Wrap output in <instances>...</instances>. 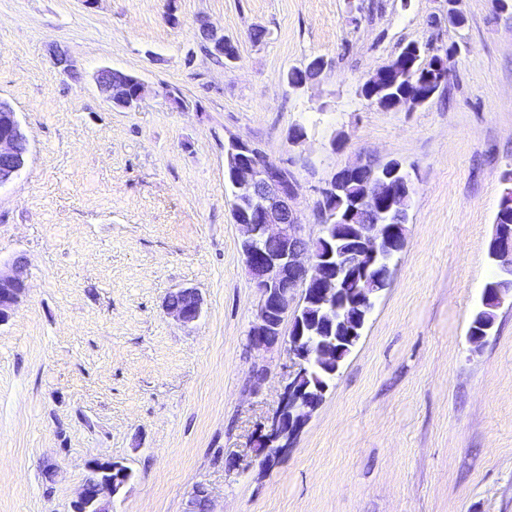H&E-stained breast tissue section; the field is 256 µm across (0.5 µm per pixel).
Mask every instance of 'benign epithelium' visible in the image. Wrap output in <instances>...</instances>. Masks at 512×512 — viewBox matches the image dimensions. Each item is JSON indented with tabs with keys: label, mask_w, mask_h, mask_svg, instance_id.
<instances>
[{
	"label": "benign epithelium",
	"mask_w": 512,
	"mask_h": 512,
	"mask_svg": "<svg viewBox=\"0 0 512 512\" xmlns=\"http://www.w3.org/2000/svg\"><path fill=\"white\" fill-rule=\"evenodd\" d=\"M199 30L208 36L209 53L235 57V46L223 32L204 19L199 20ZM112 73L110 67L98 70L95 83L105 101L117 108L132 110L153 91L135 75L116 81ZM449 77L447 60H436L428 80L441 87ZM28 153L29 139L16 112L0 101V187L17 177ZM224 169L236 190L233 216L243 231L245 263L262 296L256 322L249 331V343L259 351L284 344L290 362L288 383L278 408L256 440L260 465L268 466L288 450L318 408V402L311 399L305 385L310 365L331 367L333 375L339 372L350 348L356 346L362 336L380 288L367 284L356 289L354 306L362 310L359 315L351 316L339 305V288L336 277L331 275L334 252L329 246L324 251L310 246L305 225L299 223L296 213L300 184L296 178L285 176L287 166L256 153L254 143L232 137L225 146ZM410 191L411 176L400 164L392 166L390 172L382 170L372 176L370 194L379 200V208L372 214L373 224L363 242V259L368 264L379 263L391 269L392 254L382 243L391 235L404 233V227L387 223L384 205L409 195ZM491 253L499 266H512V235L494 238ZM26 290L20 264H14L7 272L0 270V325L8 321ZM310 298L336 319L347 322L349 346L339 345L334 339L303 336L294 328L288 336H283L284 320L289 316L297 320L299 309ZM166 310L182 324H192L202 314L200 293L193 288L179 289L168 295ZM89 470L97 478L83 481L72 503L73 510L112 512V497L117 489L127 485L125 471L110 460H95Z\"/></svg>",
	"instance_id": "1"
}]
</instances>
